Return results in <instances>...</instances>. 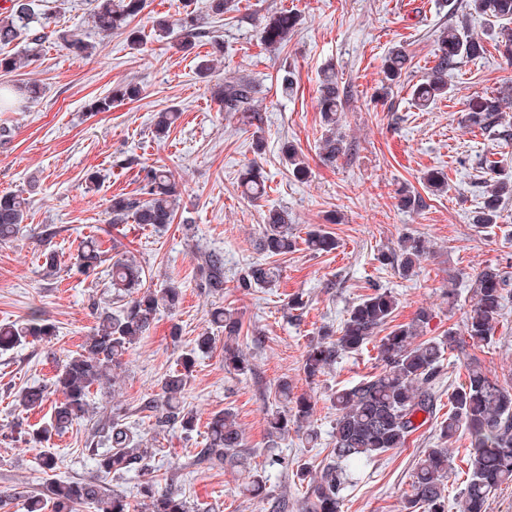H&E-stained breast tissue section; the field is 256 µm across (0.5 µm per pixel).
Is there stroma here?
Segmentation results:
<instances>
[{"label":"stroma","mask_w":512,"mask_h":512,"mask_svg":"<svg viewBox=\"0 0 512 512\" xmlns=\"http://www.w3.org/2000/svg\"><path fill=\"white\" fill-rule=\"evenodd\" d=\"M42 5L56 20L55 32L41 46L38 61L21 66L6 81L14 88L36 82L43 93L0 112V126L12 130L10 140L0 141V194L28 200L20 233L0 244V323L22 320L38 309L57 334L0 355V493L6 497L0 512H21L22 494L47 480L38 465L39 449L12 428L20 419L38 426L49 412L20 415L17 392L50 384L57 365L90 336L94 306L113 311L120 306L111 289L85 279L74 265L88 235L107 240L115 254L135 257L151 287L175 283L182 298L176 311L161 313L123 356L109 388L92 390L95 417L53 436L49 446L62 475L76 481L95 476L85 442L98 418L119 408L126 424L153 448L151 474L160 488L182 492L192 505L214 512H271V499L243 493L241 471L197 466L193 460L206 443L207 422L228 407L242 430L245 453L253 463H263L269 452L265 412L278 406V386L285 380L294 393L314 401L311 426L318 443L307 447L301 433L289 430L276 448L288 466L272 470L267 489L271 498H287L289 512H303L308 484L297 470L308 467L315 477L331 460L332 393L380 370L377 350L369 345L308 380L302 363L320 331L340 330L349 309L380 288L397 299L393 324L409 323L425 309L430 320L424 337L444 338L463 327L474 299L475 272L512 265V201L493 226L472 222L488 179L486 161L497 162L500 177L512 178V135L506 139L461 121L470 99L512 82V65L494 49L485 58L461 60L448 75V98L424 111L416 106L412 87L433 65L437 30L464 19L475 36L490 32L485 18L469 14L468 0H233L221 16L211 15L209 0H145L131 24L140 37L136 46L125 33L98 32L91 0H43ZM185 10L203 17L204 35L182 49L179 34L160 36L153 22ZM282 10L294 13L299 25L285 48L276 51L263 41L262 28L269 15ZM65 32L81 34L93 45L92 55L67 50L60 39ZM396 46L410 62L399 85L384 96L381 70ZM204 57L216 61L207 78L197 72ZM329 67L348 92L339 130L352 146L351 154L333 165L320 156L324 127L317 106L320 77ZM288 74L296 88L284 97L277 86ZM240 77L257 88L250 112L220 111L212 87ZM129 82L140 87L138 100L115 102L108 112L91 111L93 101ZM170 109L180 117L166 136L157 137L155 116ZM254 111L259 120L251 119ZM287 141L308 165L305 179L293 176L282 155ZM251 163L266 185L256 200L241 187ZM149 165L169 167L176 177L181 201L174 223L161 229L109 225L112 196L140 197L142 170ZM432 170L447 173V193L427 189L424 178ZM91 174L97 184L90 190ZM404 187L422 196L421 210L399 208ZM273 209L288 210L297 248L271 258L280 274L275 287L240 288L241 274L261 259L256 240ZM333 213L341 223L327 224ZM322 225L338 246L317 254L305 238ZM406 235L428 246L407 276L398 265V242ZM50 250L58 253L59 264L48 276L42 264ZM205 250L224 255L222 294L204 288L199 254ZM223 306L242 320L240 336L230 343L251 365L244 375L225 366L228 342L209 322L211 309ZM208 331L215 341L198 357L183 397L197 413V429L188 437L177 429L155 430L145 401L156 398L179 354ZM475 354L490 375L512 385V292L492 338ZM436 438L435 425L427 424L405 447L349 470L341 512H405L415 464Z\"/></svg>","instance_id":"1"}]
</instances>
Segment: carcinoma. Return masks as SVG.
Here are the masks:
<instances>
[{
  "label": "carcinoma",
  "mask_w": 512,
  "mask_h": 512,
  "mask_svg": "<svg viewBox=\"0 0 512 512\" xmlns=\"http://www.w3.org/2000/svg\"><path fill=\"white\" fill-rule=\"evenodd\" d=\"M10 5L0 9V48L9 45L20 34H26L31 44L30 59L37 57L38 47L48 38L47 29L52 17L38 13L34 0H9ZM470 9L486 20L500 26L504 41V57L512 63V0H469ZM144 0H94L92 19L98 32L110 35L128 30L141 13ZM184 42L194 39L201 29L200 19L190 13L178 20ZM296 25L294 16L282 13L269 19L264 26L266 43L273 47L284 45ZM66 48L80 56L92 54L93 46L78 34H64ZM434 66L426 78L413 90L415 104L428 107L448 96V72L458 60L483 57L487 49L480 38L469 32L465 22L443 27L435 34ZM408 54L402 49L391 51L386 57L382 73V92L395 86L407 68ZM255 86L248 80L235 79L218 85L214 96L226 112H247L254 100ZM139 88L128 84L91 104L95 112L112 109L113 98L134 100ZM345 93L340 90L336 74L326 71L319 85V106L322 121L327 126L321 139V155L329 163L336 162L348 152L343 136L336 133L338 112L342 111ZM512 109V84L498 93L475 98L464 114L468 127L487 130L501 123L503 112ZM284 155L294 175L307 176L306 163L294 145L285 147ZM427 188L434 193L448 191V177L442 171H431L425 177ZM143 200L114 196L110 200L109 223L125 224L133 220L145 227L159 228L174 221L179 190L174 174L163 165L145 170ZM244 192L258 198L265 190L264 179L254 166L247 168L241 179ZM512 199V180H496L486 190L482 206L472 216V223L488 226L497 223L504 200ZM28 202L19 194L0 195V243L15 238L21 231ZM399 206L406 211L423 207L421 196L404 188L399 193ZM292 220L286 210L268 214L262 235L257 241L259 252L268 256L286 255L295 248L290 231ZM310 248L317 252L336 249V239L330 232L318 227L309 233ZM400 266L408 274L427 254L425 241L406 237L400 241ZM108 250L103 241H86L77 255L78 271L87 276L98 275V268L106 261ZM205 285L209 292H224V256L216 251L200 255ZM144 270L132 258L115 260L108 271V287L122 302L114 313L107 308H94L96 325L93 334L82 345L81 351L69 356L57 366L52 379L53 391L61 398L51 402L46 421L30 433L29 441L42 446L76 422L88 416L91 388L101 387L111 380L112 368L120 365L122 357L149 330L162 311L173 312L180 304L181 289L170 283L159 289L145 287ZM277 270L265 263L250 264L238 279L240 288H270L275 285ZM507 272L497 266H486L475 273L476 294L463 325L468 340L449 332L448 339L424 338L423 327L430 314L421 310L406 324L395 326L388 334L378 337L391 321L397 307L393 295L379 289L353 305L334 338L330 332L307 351L303 370L313 379L347 353L356 352L375 342L377 358L382 369L333 395L336 408L332 430V461L313 480L304 501L303 512H340L342 491L346 480V466L394 448H402L409 437L421 426L436 417V385L441 373L445 351L457 352L466 361L465 381L448 394V416L436 424L439 444L428 448L416 463L412 478L413 492L405 512H448V448L446 444L463 433L469 439V459L465 487L457 497V512H486L490 497L504 484L512 483V389L488 375L478 358L467 347H480L493 336L504 308ZM210 321L224 329V336L240 335L242 321L231 310L222 307L210 312ZM56 335V327L47 322L38 309L21 322L0 325V351H9L28 341L47 340ZM212 337L201 336L194 347L183 352L177 360L178 368L161 380L159 398L145 405L154 412V426L158 430L177 427L189 435L196 430L197 417L181 401L188 378L193 372L197 354L211 349ZM224 362L244 375L251 370L249 361L232 347L224 346ZM282 406L267 414L269 438L288 432L292 424L303 431L309 443L317 441L315 430L304 427L313 414L311 398L291 396L288 381L278 388ZM50 391L45 386L22 390L18 404L26 412H34L50 402ZM98 440L90 442L88 452L95 464L98 478L90 481H68L51 478L42 488L29 494L24 501L25 512H80L89 507L94 512H135V506L117 490L112 479L137 471L151 470V449L124 423L123 414L111 412L98 421ZM244 447L243 435L234 414L229 410L218 412L207 423L206 447L197 453L198 460L213 466L236 464L246 472V491L261 495L266 488L265 470L246 466L239 449ZM140 494L147 500V512H192L186 498L173 491H160L151 480L140 486Z\"/></svg>",
  "instance_id": "obj_1"
}]
</instances>
